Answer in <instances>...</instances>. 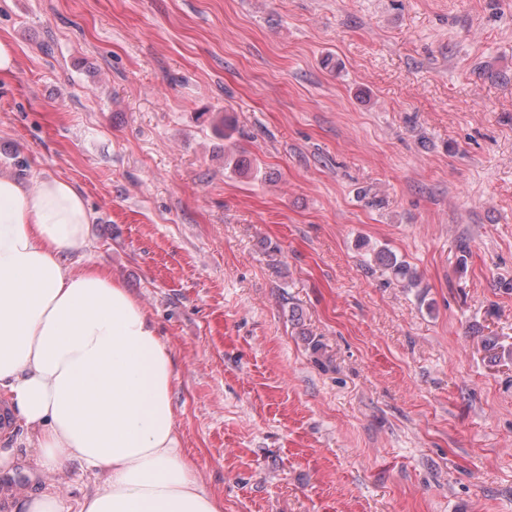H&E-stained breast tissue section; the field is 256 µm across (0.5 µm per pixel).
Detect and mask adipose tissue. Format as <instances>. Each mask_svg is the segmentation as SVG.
I'll list each match as a JSON object with an SVG mask.
<instances>
[{
	"label": "adipose tissue",
	"instance_id": "1",
	"mask_svg": "<svg viewBox=\"0 0 512 512\" xmlns=\"http://www.w3.org/2000/svg\"><path fill=\"white\" fill-rule=\"evenodd\" d=\"M70 181L0 176V392L42 465L99 479L74 512H224L176 421L174 354L142 303L86 258ZM85 258L73 269L71 255ZM0 512H64L57 490H0Z\"/></svg>",
	"mask_w": 512,
	"mask_h": 512
}]
</instances>
